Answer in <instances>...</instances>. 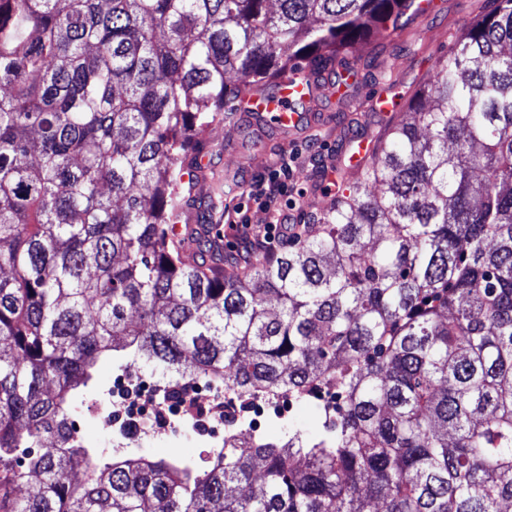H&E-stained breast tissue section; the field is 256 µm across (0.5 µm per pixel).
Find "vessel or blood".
Returning <instances> with one entry per match:
<instances>
[{
    "mask_svg": "<svg viewBox=\"0 0 512 512\" xmlns=\"http://www.w3.org/2000/svg\"><path fill=\"white\" fill-rule=\"evenodd\" d=\"M329 85L327 73L302 68L280 81L274 96L238 97L237 109L262 117L279 134L292 138L325 122L327 115L317 111L316 101Z\"/></svg>",
    "mask_w": 512,
    "mask_h": 512,
    "instance_id": "1",
    "label": "vessel or blood"
}]
</instances>
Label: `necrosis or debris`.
<instances>
[{
    "mask_svg": "<svg viewBox=\"0 0 512 512\" xmlns=\"http://www.w3.org/2000/svg\"><path fill=\"white\" fill-rule=\"evenodd\" d=\"M108 402L97 411L100 431L110 436L114 447L128 440L198 432L190 421L206 420L205 435L223 444L231 439L260 435L263 423L272 417L293 413L295 399L285 392L243 396L232 386L207 379L170 383L163 377L131 367L113 375L107 388Z\"/></svg>",
    "mask_w": 512,
    "mask_h": 512,
    "instance_id": "obj_1",
    "label": "necrosis or debris"
}]
</instances>
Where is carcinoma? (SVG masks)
Listing matches in <instances>:
<instances>
[{
    "mask_svg": "<svg viewBox=\"0 0 512 512\" xmlns=\"http://www.w3.org/2000/svg\"><path fill=\"white\" fill-rule=\"evenodd\" d=\"M414 0H0V512H505L512 505V0L410 120L250 272L187 261L174 192L234 97L343 64ZM309 400L321 428L207 468L86 446L102 360ZM247 488L244 494L229 491Z\"/></svg>",
    "mask_w": 512,
    "mask_h": 512,
    "instance_id": "1",
    "label": "carcinoma"
}]
</instances>
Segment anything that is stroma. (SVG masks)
Listing matches in <instances>:
<instances>
[{
	"mask_svg": "<svg viewBox=\"0 0 512 512\" xmlns=\"http://www.w3.org/2000/svg\"><path fill=\"white\" fill-rule=\"evenodd\" d=\"M487 7V0H431L425 12L404 28L377 32L370 44L350 49L347 73L336 78L333 95L319 103L321 111L330 113V123L311 129L301 140L285 141L268 126L240 117L230 124H214L204 153L212 165L223 169L226 187L210 210L207 230L225 263L243 269L259 255L288 247L284 241L268 246L237 231L243 222L259 230L271 221L270 213L248 197L252 183L278 169L283 155L295 154L288 200L299 221H307L328 203L316 186L338 147L337 128L348 126L373 135L388 122L407 119L409 99L433 78L458 37ZM377 45L385 47L391 65L384 79L372 77L366 66Z\"/></svg>",
	"mask_w": 512,
	"mask_h": 512,
	"instance_id": "obj_1",
	"label": "stroma"
}]
</instances>
